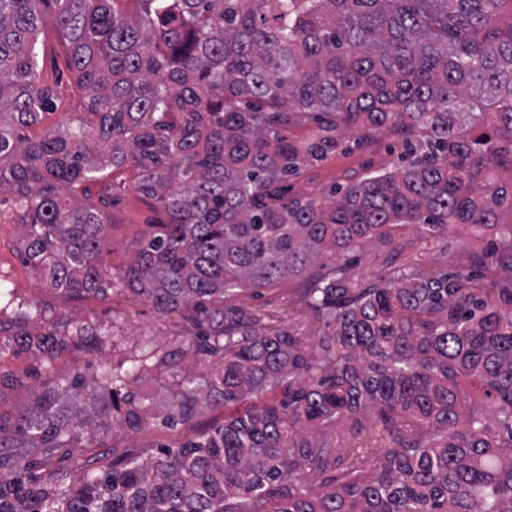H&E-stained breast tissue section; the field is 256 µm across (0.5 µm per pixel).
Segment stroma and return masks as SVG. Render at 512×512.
Listing matches in <instances>:
<instances>
[{"instance_id":"stroma-1","label":"stroma","mask_w":512,"mask_h":512,"mask_svg":"<svg viewBox=\"0 0 512 512\" xmlns=\"http://www.w3.org/2000/svg\"><path fill=\"white\" fill-rule=\"evenodd\" d=\"M35 55L40 79L54 90L55 96L41 121L26 131L34 140L64 125L85 109V99L68 64L67 47L53 26H46L40 34ZM402 154L403 147L396 137L387 133L375 135L361 148L306 167L291 180V193L296 197H317L331 188L347 186L368 172L398 169ZM113 179L116 187L112 190L103 183L90 184L89 198L104 203L105 237L111 250L104 254L102 267L117 272L126 265L138 236L150 225L159 223L163 215L137 188L135 171L123 170L115 173ZM22 236L19 225L6 220L0 222V283L8 286L15 301L38 306L44 313L42 321L30 323V330L55 322L76 321L111 327L113 334L98 347L69 344L59 354L56 370L51 375L42 371L41 355L37 350L12 345L1 353L0 437L5 439L15 437L17 423L29 413L38 389L54 387L62 378L78 377L82 380L79 394L62 392L58 395V405L64 413L74 414L83 403L111 404V394L101 391L96 384L101 368L119 367L151 346L183 354L191 332L180 316H161L144 297L128 291L106 297H71L46 288L23 258ZM511 244L499 236L491 239L474 237L462 227L431 237L420 227L406 226L393 238L377 239L363 249L339 253L336 261L345 266L354 281L363 287L383 279L390 269L413 265L430 277L472 272L487 279L494 276L493 264L476 265L474 254L487 253L491 248L500 252ZM497 279L500 287L512 286L506 276ZM306 286L305 277H294L269 286L242 289L234 301L242 307L267 309L273 316L271 324L274 327L296 326L304 335L314 336L321 329L320 322L309 310L293 308L295 298ZM192 368L191 360L183 354L179 365L159 367L151 376L131 383V391L145 399L156 420L153 426L133 429L114 423L108 416L98 419L93 429L94 451L100 454L103 463L121 461L125 452L134 448L150 454L161 447L176 448L199 431L223 423V407L204 400L197 403L192 423H166L171 404V380Z\"/></svg>"}]
</instances>
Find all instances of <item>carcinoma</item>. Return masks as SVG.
Listing matches in <instances>:
<instances>
[{"label":"carcinoma","mask_w":512,"mask_h":512,"mask_svg":"<svg viewBox=\"0 0 512 512\" xmlns=\"http://www.w3.org/2000/svg\"><path fill=\"white\" fill-rule=\"evenodd\" d=\"M0 0V220L23 228L24 258L50 288L144 296L195 333V371L175 383L167 424L204 396L224 407L283 388L275 404L224 418L182 446L96 465L104 410L69 421L53 389L0 439V512H512V288L469 274L400 273L360 287L339 251L468 226L512 239V0ZM63 37L86 111L32 140L54 92L34 49ZM311 117L297 142L280 130ZM386 128L402 168L368 174L333 200L280 184ZM130 167L164 220L103 277L105 214L86 182ZM304 275L316 336L230 302L250 285ZM109 330L16 332L55 351ZM173 361L151 350L107 368L123 396L112 421L152 424L128 386ZM348 427L373 442L343 455L317 438ZM84 459L81 478L64 462ZM321 476L307 487L304 476Z\"/></svg>","instance_id":"cac0c4a2"}]
</instances>
